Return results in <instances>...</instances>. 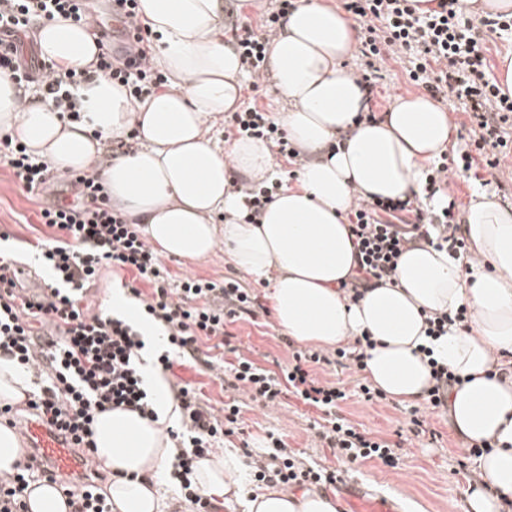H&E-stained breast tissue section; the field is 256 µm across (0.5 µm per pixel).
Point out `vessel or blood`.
I'll list each match as a JSON object with an SVG mask.
<instances>
[{"instance_id":"obj_1","label":"vessel or blood","mask_w":512,"mask_h":512,"mask_svg":"<svg viewBox=\"0 0 512 512\" xmlns=\"http://www.w3.org/2000/svg\"><path fill=\"white\" fill-rule=\"evenodd\" d=\"M22 431L42 484L77 482L87 478L90 455L74 451L63 435L32 418L26 419ZM336 488L344 512H395L390 499L371 492L358 482L340 476L336 479Z\"/></svg>"}]
</instances>
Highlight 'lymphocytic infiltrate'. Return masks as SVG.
Listing matches in <instances>:
<instances>
[{
	"label": "lymphocytic infiltrate",
	"mask_w": 512,
	"mask_h": 512,
	"mask_svg": "<svg viewBox=\"0 0 512 512\" xmlns=\"http://www.w3.org/2000/svg\"><path fill=\"white\" fill-rule=\"evenodd\" d=\"M115 6L122 31L130 36L120 53L106 47L105 33L96 30L90 0H0V74L22 91L36 89L60 119L70 121L81 118L76 90L92 72L126 87L136 101L157 92L166 79L153 65V34L141 19L139 0H115ZM294 6V0H278L277 10L264 17L261 31L235 27L234 47L250 77H262L271 34ZM344 7L364 31L358 51L368 70H375L387 56L408 53L410 80L431 96L451 94L462 100L471 123L463 146L424 169L419 197L360 200L348 212L358 275L342 289L355 304L368 286L393 282L400 256L418 243H428L456 260L466 257L463 213L448 184L452 176L463 175L489 185L500 165L498 152L508 146L505 129L512 126V97L503 95L488 77V59L457 0H438L427 13L418 12L412 0H344ZM58 16L93 29L102 44L94 71H56L27 41L33 22ZM227 135L266 141L289 163L297 156L286 131L255 105L230 113ZM0 161L29 200L41 199L54 186L73 192L71 202L58 199L40 209V219L50 230L35 244L49 272L42 294L20 287L15 252L0 249V356L42 381L38 390L28 392L23 406L0 407V417L9 426L17 425L23 408L69 434L76 450L91 453L96 448L92 427L100 413L125 410L158 421L155 399L140 368L147 321L161 326L169 344L157 357L163 370H171L177 361L198 362L199 340L222 338L225 352L232 356L224 364L229 388L265 404L293 396L319 411L316 436L341 461L377 458L394 465L409 436L426 434L423 412L447 413L448 391L460 379L433 359L431 386L422 406L410 409L407 433L388 441L359 430L336 414L348 397L345 388L320 381L315 370L324 365L364 369L365 352L375 346L370 336L358 337L329 354L294 350L291 362L278 372L261 368L233 344L228 330L236 321L257 318L262 308L258 295L242 279L229 276L218 284L188 276L172 284L168 267L140 226L127 223L110 205L97 170L51 173L42 158L2 132ZM105 267L132 273L135 285L130 293L143 310V321L106 309L95 311L86 304L91 283ZM146 285L151 288L147 294L142 291ZM170 391L182 427L166 432L175 449L169 475L184 494L187 512H220L211 498L200 494L192 475L197 462L208 457L217 443L238 433L239 402L234 398L225 402L219 416L200 406L190 383H174ZM243 455L256 480L286 489L336 482L334 471L306 463L275 436L269 437L265 451L247 447ZM36 476L26 462L16 464L13 471H1L0 512H29L27 491Z\"/></svg>",
	"instance_id": "f902f5d3"
}]
</instances>
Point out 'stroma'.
Returning <instances> with one entry per match:
<instances>
[{
	"label": "stroma",
	"instance_id": "1",
	"mask_svg": "<svg viewBox=\"0 0 512 512\" xmlns=\"http://www.w3.org/2000/svg\"><path fill=\"white\" fill-rule=\"evenodd\" d=\"M409 67L405 55L386 61L374 90L377 111H386L395 97L419 93V86L409 78ZM39 209V204L26 198L10 169L0 164V231L12 235L25 262L31 263L34 272L41 276L45 270L34 263V252L29 246L30 241L45 237L48 232L38 219ZM166 264L173 275H191L218 283L234 272L220 247L201 261L170 257ZM230 330L259 366L275 371L287 365L291 352L273 336L271 328L259 322L239 321L231 324ZM316 375L323 381L344 382L351 396L341 405L342 415L371 435L392 441L397 430L405 426V404L392 400L384 405L370 404L355 396L354 390L363 381V374L339 373L323 367L317 369ZM158 377L166 383L180 380L191 383L200 392L202 404L217 410L223 408L228 396L224 376L218 369L202 371L177 364L172 371L159 372ZM240 407L243 431L224 438L223 447L237 452L247 445L258 451L264 449L266 438L272 433L282 437L290 449L302 453L307 462L337 471L361 481L373 492L396 499L399 512H467L466 500L475 487L474 462L465 459V442L450 431L447 418L426 414L429 428L438 434L437 441L424 439L405 445L396 466L389 467L377 459L342 462L329 449L318 447L312 429L316 414L296 399L266 406L244 396Z\"/></svg>",
	"mask_w": 512,
	"mask_h": 512
}]
</instances>
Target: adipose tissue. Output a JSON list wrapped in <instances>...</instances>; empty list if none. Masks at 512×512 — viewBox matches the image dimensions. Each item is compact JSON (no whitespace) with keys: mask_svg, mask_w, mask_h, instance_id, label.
<instances>
[{"mask_svg":"<svg viewBox=\"0 0 512 512\" xmlns=\"http://www.w3.org/2000/svg\"><path fill=\"white\" fill-rule=\"evenodd\" d=\"M140 13L158 37L164 90L134 104L123 86L99 75L78 89L81 120L65 122L45 103L20 105L17 86L0 76V131L61 172L92 164L101 136L136 129L140 150L101 170L112 205L128 222L144 225L167 257L201 260L225 245L237 270L268 281L276 320L299 343L333 348L371 336L376 346L366 352L364 372L397 402L420 401L429 386L419 350L427 342L425 312L467 307L470 331H451L434 347L462 379L448 394V425L470 444L498 442L477 460L487 488L470 496L471 512H512V378L497 369L501 359L512 365V206L484 195L471 201L463 234L478 260L472 272L424 244L401 255L394 283L369 287L357 305L339 291L357 263L346 224L354 195L404 199L419 192L423 170L454 134L445 106L424 95L400 97L375 120L358 121L367 100L343 65L356 22L324 0H297L269 61L277 94L290 105L280 120L291 142L316 158L295 185L275 194L259 223L248 224L238 218L245 198L230 174L265 179L269 150L248 137L223 150L203 134L205 123L236 111L242 99L241 61L224 41V0H140ZM35 39L46 60L66 68H92L99 53L86 28L61 18L42 23ZM217 213L234 220L217 225ZM159 416L151 422L114 410L96 418V459L118 474L107 488L113 512H166L148 478L170 454L162 431L179 414L169 396H162ZM239 472L238 456L227 450L199 461L196 482L205 495L243 501L245 512H336L328 496L313 491L245 490Z\"/></svg>","mask_w":512,"mask_h":512,"instance_id":"adipose-tissue-1","label":"adipose tissue"}]
</instances>
